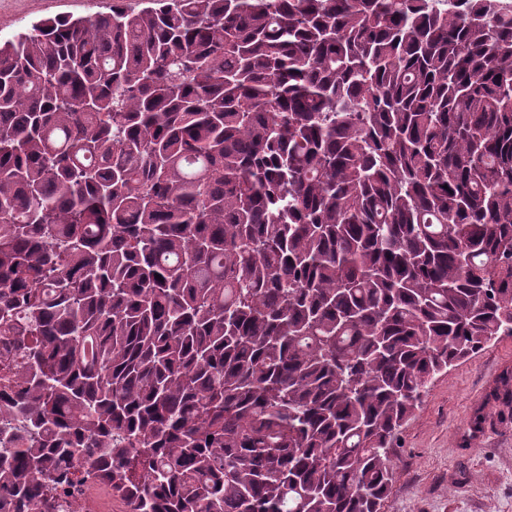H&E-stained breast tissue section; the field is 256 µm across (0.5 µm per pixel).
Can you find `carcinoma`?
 <instances>
[{"label": "carcinoma", "instance_id": "cac0c4a2", "mask_svg": "<svg viewBox=\"0 0 512 512\" xmlns=\"http://www.w3.org/2000/svg\"><path fill=\"white\" fill-rule=\"evenodd\" d=\"M141 4L0 41V508L381 512L512 336V0ZM8 364V366H6ZM26 365V360L21 356L12 355V357L0 356V403L5 402L14 395L15 384L13 378V370L17 366ZM108 485L91 479L83 480L77 485V490L71 493H61L59 497L60 512H125L123 501L119 497L112 496V508L102 506L103 493ZM81 504L83 510L78 509Z\"/></svg>", "mask_w": 512, "mask_h": 512}]
</instances>
